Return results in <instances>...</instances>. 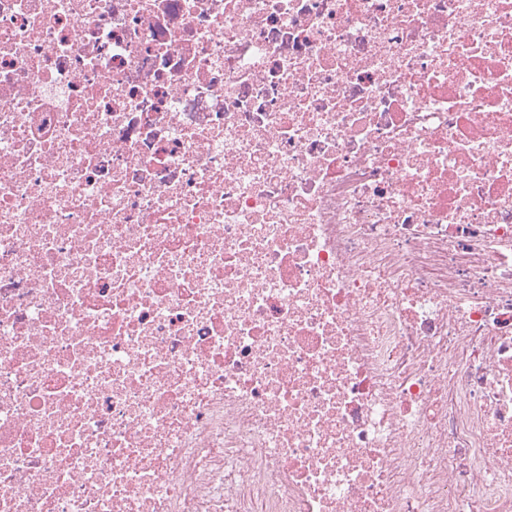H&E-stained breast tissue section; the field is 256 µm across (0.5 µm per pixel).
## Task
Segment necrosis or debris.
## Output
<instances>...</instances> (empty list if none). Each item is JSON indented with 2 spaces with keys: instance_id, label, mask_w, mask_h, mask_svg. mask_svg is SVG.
Here are the masks:
<instances>
[{
  "instance_id": "obj_1",
  "label": "necrosis or debris",
  "mask_w": 512,
  "mask_h": 512,
  "mask_svg": "<svg viewBox=\"0 0 512 512\" xmlns=\"http://www.w3.org/2000/svg\"><path fill=\"white\" fill-rule=\"evenodd\" d=\"M0 512H512V0H0Z\"/></svg>"
}]
</instances>
